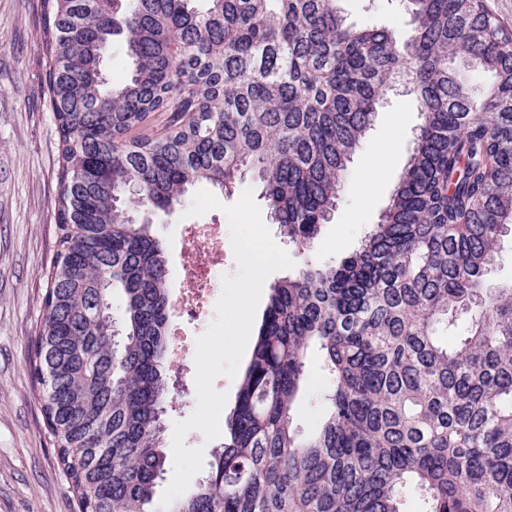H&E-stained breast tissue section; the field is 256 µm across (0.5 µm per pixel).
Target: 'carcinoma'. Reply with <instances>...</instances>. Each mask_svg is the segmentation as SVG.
<instances>
[{
	"instance_id": "1",
	"label": "carcinoma",
	"mask_w": 512,
	"mask_h": 512,
	"mask_svg": "<svg viewBox=\"0 0 512 512\" xmlns=\"http://www.w3.org/2000/svg\"><path fill=\"white\" fill-rule=\"evenodd\" d=\"M337 2L42 0L60 176L32 367L76 512H157L174 385L154 217L249 166L306 250L398 84L422 124L390 204L348 257L267 287L224 443L166 512H512V284H487L512 228V31L486 0H404L406 36ZM116 37L119 86L102 72ZM461 66L492 81L476 94ZM456 315L471 323L450 343ZM313 363L327 416L305 436ZM131 70V60L120 39L112 42V48L107 51L103 61V72L109 83L119 85L123 83Z\"/></svg>"
}]
</instances>
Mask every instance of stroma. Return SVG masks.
Wrapping results in <instances>:
<instances>
[{"mask_svg":"<svg viewBox=\"0 0 512 512\" xmlns=\"http://www.w3.org/2000/svg\"><path fill=\"white\" fill-rule=\"evenodd\" d=\"M348 22L360 27L406 31L409 18L400 0H340ZM41 0H0V512H75L73 489L58 465L46 431L38 384L31 367L40 324L46 272L56 249L58 136L45 95L48 67L41 41ZM420 123L414 96L397 92L381 104L361 147L352 157L341 198L308 254L296 252L266 209L253 173L233 193H218L222 207L196 216L199 224H227L222 208L252 190L274 242L294 263L311 258L332 263L347 256L387 208L414 146ZM389 143L390 168L372 175L367 160ZM374 180L371 198L360 186ZM193 195L161 214L154 231L169 258L172 291L182 286L183 226ZM327 385L311 369L294 424L314 433L326 408L320 395Z\"/></svg>","mask_w":512,"mask_h":512,"instance_id":"stroma-1","label":"stroma"}]
</instances>
